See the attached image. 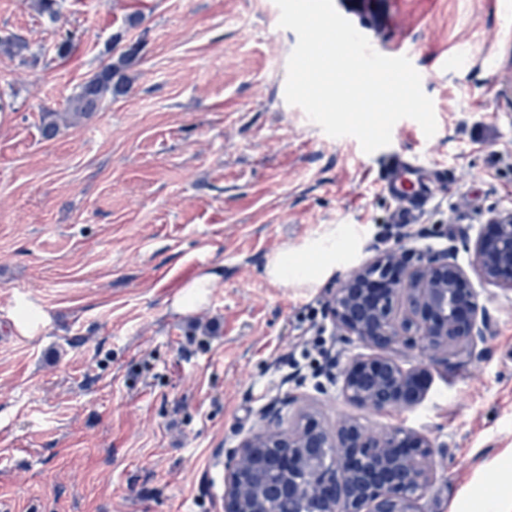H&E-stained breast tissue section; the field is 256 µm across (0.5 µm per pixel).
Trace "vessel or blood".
I'll use <instances>...</instances> for the list:
<instances>
[{"instance_id": "obj_1", "label": "vessel or blood", "mask_w": 512, "mask_h": 512, "mask_svg": "<svg viewBox=\"0 0 512 512\" xmlns=\"http://www.w3.org/2000/svg\"><path fill=\"white\" fill-rule=\"evenodd\" d=\"M423 169L419 155L401 151L390 154L382 189L396 205L395 223H414L430 202L429 188L421 178Z\"/></svg>"}]
</instances>
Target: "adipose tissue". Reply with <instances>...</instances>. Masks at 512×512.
I'll use <instances>...</instances> for the list:
<instances>
[{
  "instance_id": "obj_1",
  "label": "adipose tissue",
  "mask_w": 512,
  "mask_h": 512,
  "mask_svg": "<svg viewBox=\"0 0 512 512\" xmlns=\"http://www.w3.org/2000/svg\"><path fill=\"white\" fill-rule=\"evenodd\" d=\"M357 232L354 226L348 225L342 229L327 227L323 232L308 238L300 251L280 249L270 255L265 273L274 283L292 282L300 288H311L320 284L331 274L339 261H342L344 251L343 242H356ZM307 254L322 257L323 262L318 267H311L304 262Z\"/></svg>"
}]
</instances>
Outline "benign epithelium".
<instances>
[{
    "instance_id": "obj_1",
    "label": "benign epithelium",
    "mask_w": 512,
    "mask_h": 512,
    "mask_svg": "<svg viewBox=\"0 0 512 512\" xmlns=\"http://www.w3.org/2000/svg\"><path fill=\"white\" fill-rule=\"evenodd\" d=\"M473 268L512 293V212L492 218L474 247ZM336 329L374 354L344 369L342 392L358 406L408 408L424 397L426 370L394 357L416 351L431 363L478 359L491 321L466 271L444 253L390 249L331 292ZM429 438L402 427L369 432L355 420L330 428L310 407L284 429L274 414L224 449V512H421L435 479Z\"/></svg>"
}]
</instances>
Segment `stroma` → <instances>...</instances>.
Listing matches in <instances>:
<instances>
[{
    "instance_id": "obj_1",
    "label": "stroma",
    "mask_w": 512,
    "mask_h": 512,
    "mask_svg": "<svg viewBox=\"0 0 512 512\" xmlns=\"http://www.w3.org/2000/svg\"><path fill=\"white\" fill-rule=\"evenodd\" d=\"M380 47L407 40L434 105L425 137L398 121L364 153L288 104L297 42L274 0H0V502L12 512H224V451L263 415L301 402L329 427L426 434L436 478L422 512H479L512 492V293L471 276L491 318L481 361L417 352L424 399L372 411L339 374L369 348L338 336L331 289L396 247L470 267L490 220L512 212V0H334ZM143 19L128 25L131 16ZM142 41L128 94L54 137L44 113ZM70 40L72 51L57 48ZM446 169L417 223L397 229L382 194L388 151ZM331 224L361 240L312 288L267 279L268 256ZM220 279L197 312L172 301L193 276ZM41 312L31 336L20 303Z\"/></svg>"
}]
</instances>
